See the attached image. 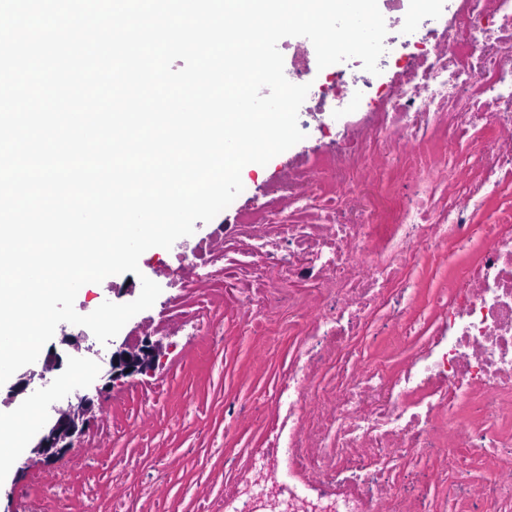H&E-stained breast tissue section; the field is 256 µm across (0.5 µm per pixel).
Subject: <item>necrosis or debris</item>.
<instances>
[{
    "label": "necrosis or debris",
    "instance_id": "1",
    "mask_svg": "<svg viewBox=\"0 0 512 512\" xmlns=\"http://www.w3.org/2000/svg\"><path fill=\"white\" fill-rule=\"evenodd\" d=\"M453 2L387 82L328 66L336 96L301 126L335 139L168 250L177 293L127 333L183 337L186 384L230 329L257 339L255 368L276 357L268 392L196 431L218 449L257 431L245 463L217 479L191 445L129 483L112 450L151 439L159 375L107 393L81 443L16 488L17 512H97L96 489L67 492L96 457L107 512H173L189 464L193 512H512V0ZM427 453L418 488L402 473Z\"/></svg>",
    "mask_w": 512,
    "mask_h": 512
}]
</instances>
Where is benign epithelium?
I'll return each mask as SVG.
<instances>
[{
	"label": "benign epithelium",
	"mask_w": 512,
	"mask_h": 512,
	"mask_svg": "<svg viewBox=\"0 0 512 512\" xmlns=\"http://www.w3.org/2000/svg\"><path fill=\"white\" fill-rule=\"evenodd\" d=\"M170 346L163 340L146 337L140 344H122L112 351L107 381L97 395L77 396V402L56 410V417L39 438L35 451L47 464L63 455L77 443L95 422L98 402L118 385H125L139 376L151 377L164 364Z\"/></svg>",
	"instance_id": "obj_1"
}]
</instances>
